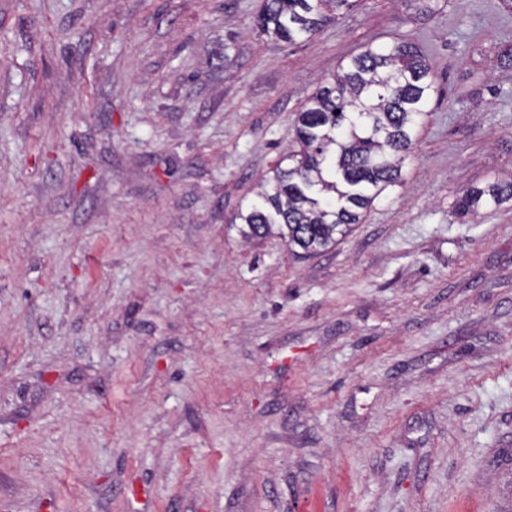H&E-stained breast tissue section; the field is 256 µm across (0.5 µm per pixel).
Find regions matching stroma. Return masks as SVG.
<instances>
[{
  "mask_svg": "<svg viewBox=\"0 0 512 512\" xmlns=\"http://www.w3.org/2000/svg\"><path fill=\"white\" fill-rule=\"evenodd\" d=\"M0 0V512H512V10ZM418 44L399 183L328 252L232 219L320 83ZM352 0H262L257 25L279 41L296 44L315 36L354 6ZM512 201V179L493 182L484 188L466 191L457 202L460 217L478 215L484 208L498 207Z\"/></svg>",
  "mask_w": 512,
  "mask_h": 512,
  "instance_id": "obj_1",
  "label": "stroma"
}]
</instances>
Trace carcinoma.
Segmentation results:
<instances>
[{"label":"carcinoma","instance_id":"cac0c4a2","mask_svg":"<svg viewBox=\"0 0 512 512\" xmlns=\"http://www.w3.org/2000/svg\"><path fill=\"white\" fill-rule=\"evenodd\" d=\"M354 0H262L257 25L279 41L315 36ZM437 93L431 66L412 41L368 46L323 81L297 114L293 166L277 167L270 189L239 210L247 239L273 226L311 256L363 223L374 200L402 178V164ZM512 201V179L466 191L460 217Z\"/></svg>","mask_w":512,"mask_h":512}]
</instances>
